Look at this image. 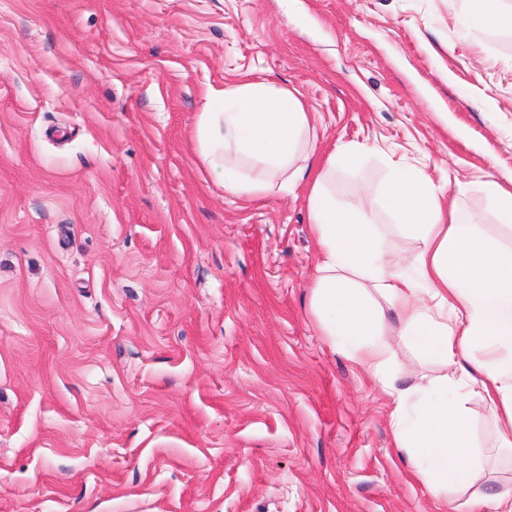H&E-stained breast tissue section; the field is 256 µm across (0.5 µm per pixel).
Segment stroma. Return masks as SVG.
<instances>
[{
	"instance_id": "35a3bbf8",
	"label": "stroma",
	"mask_w": 512,
	"mask_h": 512,
	"mask_svg": "<svg viewBox=\"0 0 512 512\" xmlns=\"http://www.w3.org/2000/svg\"><path fill=\"white\" fill-rule=\"evenodd\" d=\"M301 2L311 25L278 0H0V512H487L512 487L477 398L475 485H420L310 310L304 186L225 194L195 141L209 88L286 85L310 165L395 145L512 245L472 186L512 174V30L464 29L466 0ZM392 351L398 386L442 372Z\"/></svg>"
}]
</instances>
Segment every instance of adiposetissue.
<instances>
[{"instance_id":"ef3b65f1","label":"adipose tissue","mask_w":512,"mask_h":512,"mask_svg":"<svg viewBox=\"0 0 512 512\" xmlns=\"http://www.w3.org/2000/svg\"><path fill=\"white\" fill-rule=\"evenodd\" d=\"M312 114L295 89L250 79L209 89L195 139L213 183L235 196L261 198L275 180L307 184L306 208L318 258L310 305L332 347L371 368L392 397L397 448L432 495L471 485L481 459L469 403L496 415L495 448L512 451V246L483 234L473 216L445 204L413 164L393 151L338 145L316 169L307 162ZM381 155L389 172L376 197L337 200L338 172ZM420 244L411 268H398L380 246V217ZM421 358L442 367L426 384L400 388L385 373L392 354L386 311Z\"/></svg>"}]
</instances>
